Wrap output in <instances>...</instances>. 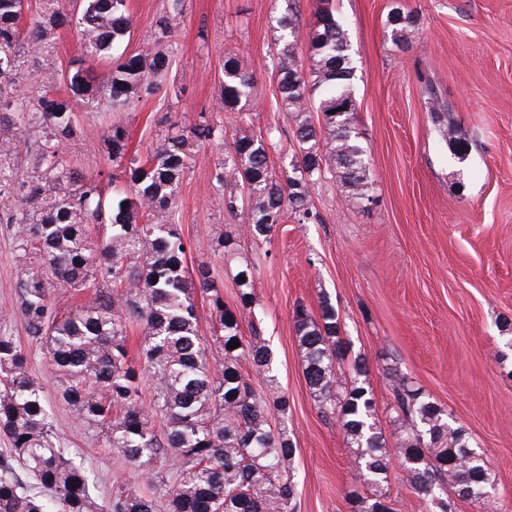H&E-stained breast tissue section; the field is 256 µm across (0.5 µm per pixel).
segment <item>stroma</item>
I'll return each instance as SVG.
<instances>
[{"label":"stroma","instance_id":"35a3bbf8","mask_svg":"<svg viewBox=\"0 0 512 512\" xmlns=\"http://www.w3.org/2000/svg\"><path fill=\"white\" fill-rule=\"evenodd\" d=\"M403 2L418 17L407 46L392 43L388 14ZM172 0H130L133 24L116 50L132 55L159 44L172 64L154 94L127 107L99 112L72 105L74 137L62 151L86 175L125 179L112 163L106 135L112 123L129 133V155L146 158L169 128L189 133L199 114L224 129V143L190 138L196 157L177 198L187 242L185 265L208 263L224 301L235 305L236 267L257 265L254 315L242 336L260 324L271 350L277 391L288 394L286 425L295 443L291 462L297 512H353L354 449L335 420L322 417L303 374L292 312L305 305L319 317L321 294L335 305L347 358L363 356L387 440L400 432L391 420L393 384L405 378L463 427L492 470L484 499H460L455 512H512V357L502 339L512 336V0H335L349 33L356 68L355 126L367 150L372 206L346 200L334 178L311 188L313 216L288 219L264 240L243 232L245 216L224 206L215 173L224 144L239 127L220 107L224 57L237 55L252 73L257 100L251 128L274 134L270 154L286 175L295 151L294 124L276 91L280 20L294 10L300 26L313 22L316 0H181L172 32L159 38L156 20ZM50 52L26 57L0 89L63 92L79 57L74 32L56 31ZM433 82L469 140L458 161L431 114L425 92ZM233 242L225 258L220 238ZM20 275L15 225L0 222V331L27 352L44 386L65 454L95 477L94 497L110 505L125 485L145 495L155 487L130 467L104 432L76 420L57 395L56 374L43 349L31 343L15 312Z\"/></svg>","mask_w":512,"mask_h":512}]
</instances>
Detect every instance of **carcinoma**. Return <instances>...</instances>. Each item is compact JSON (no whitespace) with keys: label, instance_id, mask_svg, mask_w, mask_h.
Listing matches in <instances>:
<instances>
[{"label":"carcinoma","instance_id":"carcinoma-1","mask_svg":"<svg viewBox=\"0 0 512 512\" xmlns=\"http://www.w3.org/2000/svg\"><path fill=\"white\" fill-rule=\"evenodd\" d=\"M21 0H0V76L19 67L21 54L48 49L58 29L74 31L82 61L106 60L105 70L79 67L69 72L67 94L51 91L18 95L3 106L40 122V175L19 179L10 167L14 147L0 141V195L12 201L7 223L17 225L21 251L17 311L27 335L46 351L57 377L62 402L87 426L105 431L109 447L149 477L160 462L177 464L170 481H160L165 512H294L292 472L295 453L288 430L271 426L274 415L288 416L284 392L267 396L254 387L241 363L275 389L272 354L253 331L245 339L239 320L254 311L253 264L236 273L239 307L231 309L215 285L212 269L201 263L190 274L184 266L185 242L175 223V204L185 170L195 156L185 140L168 134L145 161L132 159L123 173L129 192L106 199L101 181L71 166L61 145L76 133L71 99L92 100L107 110L121 108L153 93L157 78L169 65L165 53L150 47L132 56L113 55L132 25L128 0H80L70 9L64 0H41L27 30L21 29ZM410 12L389 18L392 42L402 47L415 28ZM286 40L278 54L277 83L283 111L294 116L296 150L291 174L280 182L270 168L275 147L272 133L251 132L249 108L255 97L253 75L238 58L224 57L222 108L239 115L240 127L224 153L218 182L238 187L225 207L238 210L247 200L244 230L267 238L292 213L311 219L310 185L326 175L336 178L347 198L361 199L369 187L367 151L359 141L352 112L340 105L355 101L354 67L346 29L336 18L333 0H318L315 20L305 29L296 15L280 21ZM303 38L308 66L299 63L295 42ZM318 94V122L309 116ZM443 136L458 159L468 151L451 112L433 111ZM201 142L224 137V130L199 115L193 128ZM127 130L114 124L108 135L112 160L126 154ZM102 281L122 293L98 290L95 301L59 316L52 311L54 294L78 291ZM208 297L211 341L222 361L210 365L195 306V294ZM321 317L303 307L293 312L303 352L306 384L320 413L336 419L358 449L356 480L379 488L387 482L397 458L417 498L428 512H448V493L478 501L492 483L482 453L464 430L419 388L401 379L393 386V419L405 424L388 448L377 426V405L361 378L368 362L358 358L344 371L340 320L328 295L321 296ZM143 325L139 360L130 357L127 326ZM239 343L235 349L228 348ZM152 385V410L142 405V382ZM166 421L160 438L151 415ZM0 433L11 448L0 454V512H157L156 501L117 487L106 508L92 496L86 470L67 459L44 400L40 380L32 373L25 351L0 333ZM23 469L50 492L45 500L19 479ZM357 512H392L382 492L361 501Z\"/></svg>","mask_w":512,"mask_h":512}]
</instances>
